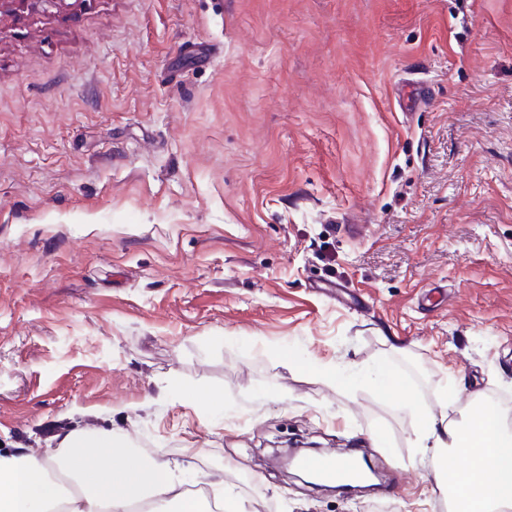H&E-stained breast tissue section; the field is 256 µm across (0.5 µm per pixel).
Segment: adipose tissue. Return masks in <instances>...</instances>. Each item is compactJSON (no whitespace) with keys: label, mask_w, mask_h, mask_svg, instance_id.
Listing matches in <instances>:
<instances>
[{"label":"adipose tissue","mask_w":512,"mask_h":512,"mask_svg":"<svg viewBox=\"0 0 512 512\" xmlns=\"http://www.w3.org/2000/svg\"><path fill=\"white\" fill-rule=\"evenodd\" d=\"M417 421L455 512H512V426L495 409L474 404L460 421L421 410ZM138 503L148 512L207 509L170 465L130 449L119 430H73L37 452L0 455V512H131Z\"/></svg>","instance_id":"adipose-tissue-1"}]
</instances>
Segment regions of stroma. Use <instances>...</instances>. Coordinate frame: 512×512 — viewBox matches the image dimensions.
I'll return each mask as SVG.
<instances>
[{
  "instance_id": "35a3bbf8",
  "label": "stroma",
  "mask_w": 512,
  "mask_h": 512,
  "mask_svg": "<svg viewBox=\"0 0 512 512\" xmlns=\"http://www.w3.org/2000/svg\"><path fill=\"white\" fill-rule=\"evenodd\" d=\"M451 381L512 399V0H0V454L120 429L254 512H450ZM301 466L322 475H337L336 458L331 454L307 456L300 461Z\"/></svg>"
}]
</instances>
